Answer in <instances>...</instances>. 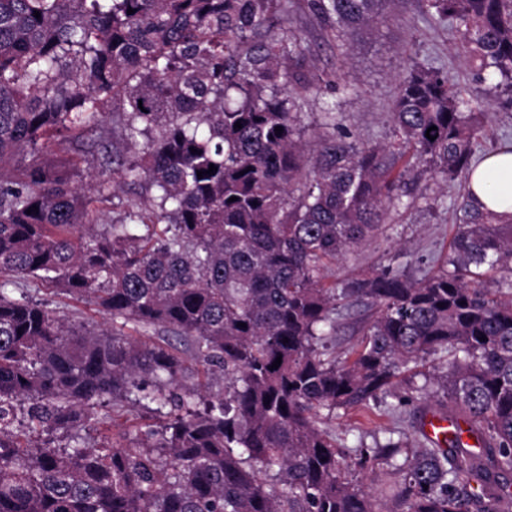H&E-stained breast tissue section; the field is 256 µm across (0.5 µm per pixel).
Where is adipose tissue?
I'll use <instances>...</instances> for the list:
<instances>
[{
    "instance_id": "1",
    "label": "adipose tissue",
    "mask_w": 512,
    "mask_h": 512,
    "mask_svg": "<svg viewBox=\"0 0 512 512\" xmlns=\"http://www.w3.org/2000/svg\"><path fill=\"white\" fill-rule=\"evenodd\" d=\"M476 201L498 213H512V153L486 156L469 178Z\"/></svg>"
}]
</instances>
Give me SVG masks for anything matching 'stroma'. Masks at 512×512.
Wrapping results in <instances>:
<instances>
[{"label": "stroma", "mask_w": 512, "mask_h": 512, "mask_svg": "<svg viewBox=\"0 0 512 512\" xmlns=\"http://www.w3.org/2000/svg\"><path fill=\"white\" fill-rule=\"evenodd\" d=\"M292 26L307 48L308 77L324 79L343 71L355 84L356 94L341 101L344 123L372 144L392 138L389 114L397 81L409 62L444 68L463 93L476 87V70L460 53L457 23L431 19L424 0H398L392 18L367 32L346 58L338 54L335 38L307 11L297 10ZM419 191L413 203L387 214L384 236L337 265V281L388 264L418 278L434 260L447 255L456 232L451 203L458 200L459 190L449 188L448 203L438 205L433 199L440 190L434 182H421ZM391 424V415L376 402L364 409L337 411L331 421L351 445L385 440Z\"/></svg>", "instance_id": "1"}]
</instances>
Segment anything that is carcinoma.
<instances>
[{"label": "carcinoma", "mask_w": 512, "mask_h": 512, "mask_svg": "<svg viewBox=\"0 0 512 512\" xmlns=\"http://www.w3.org/2000/svg\"><path fill=\"white\" fill-rule=\"evenodd\" d=\"M426 2L512 110V0ZM304 4L346 56L395 0ZM292 7L0 0V512H375L377 490L385 512H512V214L467 192L437 269L332 273L417 181L468 182L486 113L413 65L392 141L360 140L336 101L306 123L320 86L300 35L271 32ZM125 193L103 223L97 204ZM21 280L111 326L11 295ZM359 304L371 320L341 359ZM152 327L173 339L128 333ZM438 354V412L465 430L350 447L330 427L404 404L397 379ZM109 406L149 417L90 438ZM336 333V353L342 354L355 346L361 338L360 328L366 321L368 312L360 305H354L345 312Z\"/></svg>", "instance_id": "carcinoma-1"}]
</instances>
